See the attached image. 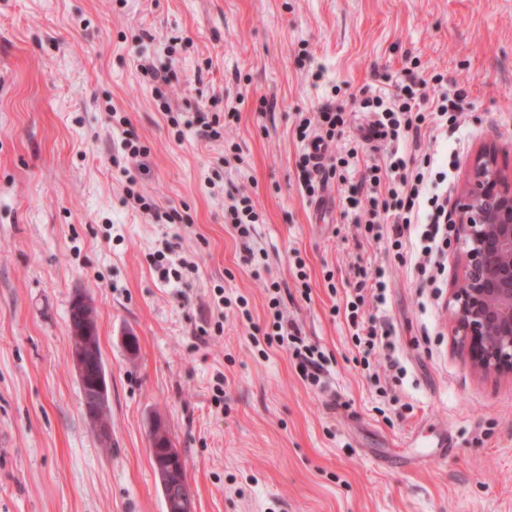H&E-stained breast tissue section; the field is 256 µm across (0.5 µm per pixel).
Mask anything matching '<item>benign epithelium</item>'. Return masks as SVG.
I'll return each mask as SVG.
<instances>
[{
  "mask_svg": "<svg viewBox=\"0 0 512 512\" xmlns=\"http://www.w3.org/2000/svg\"><path fill=\"white\" fill-rule=\"evenodd\" d=\"M455 241L467 247L463 283L453 294L455 331L471 366L483 373L512 376V173L504 171L493 146L481 148L471 163L469 188L453 203ZM71 360L83 390V411L102 440L111 427L102 414L107 385L97 327L70 328ZM163 425L152 427L151 457L161 487L172 489L169 512H194L182 456Z\"/></svg>",
  "mask_w": 512,
  "mask_h": 512,
  "instance_id": "1",
  "label": "benign epithelium"
}]
</instances>
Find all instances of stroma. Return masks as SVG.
Wrapping results in <instances>:
<instances>
[{"instance_id":"obj_1","label":"stroma","mask_w":512,"mask_h":512,"mask_svg":"<svg viewBox=\"0 0 512 512\" xmlns=\"http://www.w3.org/2000/svg\"><path fill=\"white\" fill-rule=\"evenodd\" d=\"M415 77L432 100L464 93L458 137H421L454 155L452 191L485 145L512 171V0H0V512H165L157 421L194 512H512V378L473 370L457 342L462 252L448 247L423 288L413 261L358 247L340 216L388 148L358 99ZM328 99L350 114L359 162L316 218L296 125ZM230 111L225 138L186 126ZM125 130L148 150L131 178ZM237 194L260 216L247 245L224 222ZM169 246L186 264L166 282L154 256ZM251 248L267 253L265 279ZM355 264L391 272L386 305L364 311L390 324L400 376L370 380L356 360L343 312ZM267 280L325 353L321 386L285 349L254 346L272 319ZM79 295L107 371V445L71 363ZM424 432L450 441L433 465L416 458Z\"/></svg>"}]
</instances>
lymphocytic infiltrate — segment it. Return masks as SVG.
<instances>
[{"label":"lymphocytic infiltrate","instance_id":"f902f5d3","mask_svg":"<svg viewBox=\"0 0 512 512\" xmlns=\"http://www.w3.org/2000/svg\"><path fill=\"white\" fill-rule=\"evenodd\" d=\"M461 93L442 94L433 108H426L425 95L417 85L397 86L391 94H370L360 101L361 108L374 112L376 126L390 148L382 159L365 163L357 184L352 185L348 201L356 215L354 222L366 243L388 240L396 258H403L408 238H416L418 258L414 272L420 286H433L441 268L438 258L450 243L452 226L448 222V196L437 187L428 185L426 176L434 160L424 156L420 165L410 166L404 144L419 145L421 133L431 129L441 135L456 133L461 112ZM348 121L343 105L326 102L297 125L300 141L316 139L332 142L341 138ZM358 156L357 147L341 150L331 163L315 160L301 153L296 165L300 170L302 189L314 199L325 191L328 182L339 170L348 168ZM355 285L346 302L347 320L352 337L361 353L364 368L387 364L398 368L394 358L395 343L389 323L377 316L361 317L366 301L385 305L387 275L383 268L367 271L354 269ZM268 306L272 311L271 330L264 335L269 345H277L292 353L299 362L304 380L319 385L325 355L317 346L305 343L299 326L284 318L280 310L278 282L267 283Z\"/></svg>","mask_w":512,"mask_h":512}]
</instances>
